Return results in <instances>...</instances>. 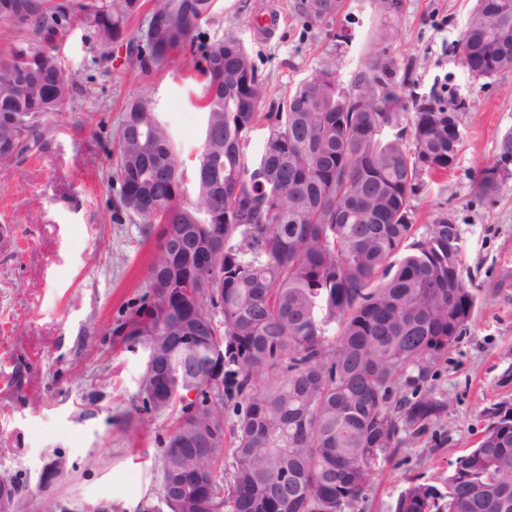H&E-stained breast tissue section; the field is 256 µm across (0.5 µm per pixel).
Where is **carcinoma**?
Instances as JSON below:
<instances>
[{"instance_id":"1","label":"carcinoma","mask_w":512,"mask_h":512,"mask_svg":"<svg viewBox=\"0 0 512 512\" xmlns=\"http://www.w3.org/2000/svg\"><path fill=\"white\" fill-rule=\"evenodd\" d=\"M476 0L460 41L472 76L512 71V39L487 31ZM344 0H305L333 23ZM219 0H0V164L39 148L44 119L71 99L58 43L73 22L95 37L99 61L131 45L144 76L193 57L206 114L185 203L184 170L150 97L125 107L115 150L113 218L154 240L144 292L112 325L125 348L154 345L136 409L174 421L157 458L178 473L166 512H350L378 462L390 461L448 414L432 381L471 321L476 295L461 231L448 214L417 232L422 177L452 168L464 106L404 102L395 70L370 57L355 93L338 85L336 58L262 112L267 87L233 35L203 42ZM137 34L129 36L133 21ZM29 31L32 37L16 38ZM255 158L245 149L261 122ZM480 170L473 187L499 193L509 174ZM224 347L219 391L201 372ZM196 391L183 403V393ZM207 447L173 448L186 417ZM395 512H512V417L485 427L456 457L442 495L412 484Z\"/></svg>"}]
</instances>
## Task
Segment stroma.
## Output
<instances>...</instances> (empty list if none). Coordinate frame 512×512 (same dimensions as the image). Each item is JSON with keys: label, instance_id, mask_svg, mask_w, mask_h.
<instances>
[{"label": "stroma", "instance_id": "1", "mask_svg": "<svg viewBox=\"0 0 512 512\" xmlns=\"http://www.w3.org/2000/svg\"><path fill=\"white\" fill-rule=\"evenodd\" d=\"M300 3L221 0L200 26L208 41L232 34L249 49L270 88L263 111L331 57L340 86L356 90L376 54L408 71L406 100L467 106L457 163L426 179L415 222L443 211L458 224L478 301L434 380L447 417L380 464L355 510L394 512L410 483L446 491L449 465L474 447L486 410L512 404V179L492 198L477 196L471 180L496 164L512 134V71L478 80L463 65L459 42L474 0H346L329 25ZM384 30L396 41H381ZM60 48L79 94L46 118L43 147L0 166V477L22 487L16 512H138L157 494L155 461L170 419L136 411L142 357L113 342L114 321L143 291L153 243L138 225L113 221L107 154L123 106L144 94L192 170L204 114L184 58L145 80L119 58L102 74L93 62L99 46L80 27ZM59 454L65 476L41 484L44 461Z\"/></svg>", "mask_w": 512, "mask_h": 512}]
</instances>
